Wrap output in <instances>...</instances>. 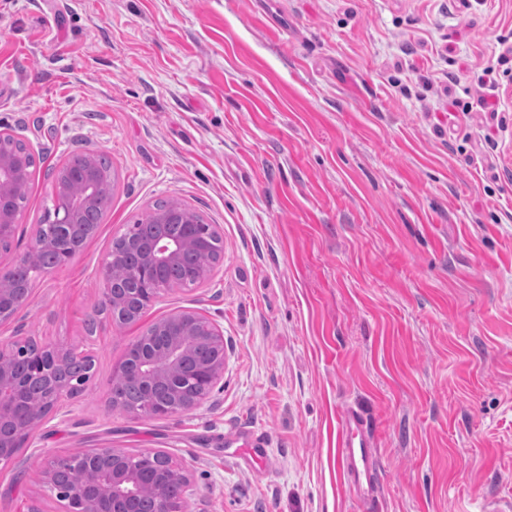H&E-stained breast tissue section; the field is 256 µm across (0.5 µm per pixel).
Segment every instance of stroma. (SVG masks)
Wrapping results in <instances>:
<instances>
[{
	"label": "stroma",
	"mask_w": 512,
	"mask_h": 512,
	"mask_svg": "<svg viewBox=\"0 0 512 512\" xmlns=\"http://www.w3.org/2000/svg\"><path fill=\"white\" fill-rule=\"evenodd\" d=\"M0 130L37 161L0 275L69 155L115 174L83 249L0 321V341L95 359L0 464V512H65L43 469L105 446L168 453L188 512L512 502V0H0ZM165 200L224 251L204 284L113 323L112 238ZM179 310L223 329L217 386L169 417L112 407L130 346ZM347 406L379 465L367 500L336 460ZM236 441H242L247 445V452L251 461L262 462L266 457L267 444L261 434L251 431H240L237 434Z\"/></svg>",
	"instance_id": "stroma-1"
}]
</instances>
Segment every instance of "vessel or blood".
Masks as SVG:
<instances>
[{"instance_id":"obj_1","label":"vessel or blood","mask_w":512,"mask_h":512,"mask_svg":"<svg viewBox=\"0 0 512 512\" xmlns=\"http://www.w3.org/2000/svg\"><path fill=\"white\" fill-rule=\"evenodd\" d=\"M337 447L351 491L364 495L376 479L375 458L367 424L356 410H346L337 433Z\"/></svg>"}]
</instances>
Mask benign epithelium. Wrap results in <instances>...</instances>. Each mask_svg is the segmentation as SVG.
Wrapping results in <instances>:
<instances>
[{
    "label": "benign epithelium",
    "mask_w": 512,
    "mask_h": 512,
    "mask_svg": "<svg viewBox=\"0 0 512 512\" xmlns=\"http://www.w3.org/2000/svg\"><path fill=\"white\" fill-rule=\"evenodd\" d=\"M78 188L69 184L60 187L63 203L55 214L58 233L67 232L79 216L95 205L100 196L94 157H87V167L78 171ZM26 190L25 167L22 160L0 151V234L17 221L9 203ZM157 224H171L175 230L151 241H127V246L139 253L141 273L148 274L176 265L183 252L193 247L191 228L196 216L187 206L175 202L160 212H151ZM107 274L103 305L112 309L118 303L139 301L138 289L114 288V260L105 267ZM203 315L195 311H178L154 323L133 344V353L119 368V376L136 372L148 389L158 383L174 382L182 387L190 383L193 390L186 394L179 406H160L156 413L172 416L196 406L218 384L224 370V332L214 321L206 344L219 351L213 362L186 371L184 350L194 335V326ZM26 353V341L16 340L0 344V461L11 459L24 447L37 425L51 415L62 398L69 396L72 384L57 378L58 369L79 355L53 346L42 347V353L29 358V372L19 373L13 366L14 358ZM131 452L125 449L96 448L81 456H64L52 460L42 472L44 482L61 499L72 493L58 484L61 473H79L96 497L89 512H104L112 505V512H134L144 496L154 502V512H186L184 499L171 501L164 488L147 471L136 469L129 460Z\"/></svg>",
    "instance_id": "7a95c632"
}]
</instances>
